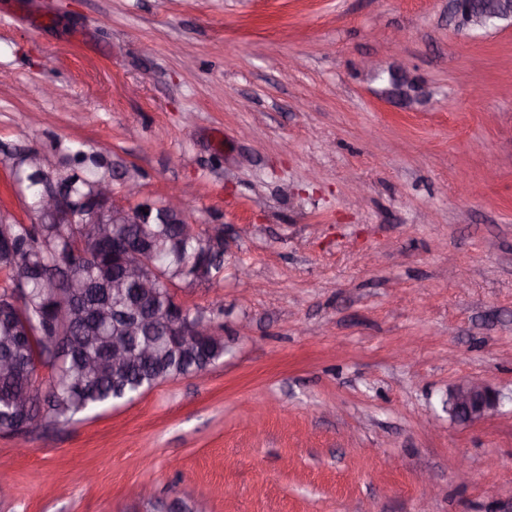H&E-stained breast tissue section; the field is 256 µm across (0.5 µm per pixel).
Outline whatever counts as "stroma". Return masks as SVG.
Here are the masks:
<instances>
[{
  "label": "stroma",
  "mask_w": 512,
  "mask_h": 512,
  "mask_svg": "<svg viewBox=\"0 0 512 512\" xmlns=\"http://www.w3.org/2000/svg\"><path fill=\"white\" fill-rule=\"evenodd\" d=\"M406 71L411 101L363 67ZM132 166L224 229L178 290L224 356L49 433L0 436V512H512V26L452 0H0L10 155ZM498 410L449 420L448 389ZM500 393L489 383L461 380L448 389L445 409L459 422H476L497 411Z\"/></svg>",
  "instance_id": "obj_1"
}]
</instances>
